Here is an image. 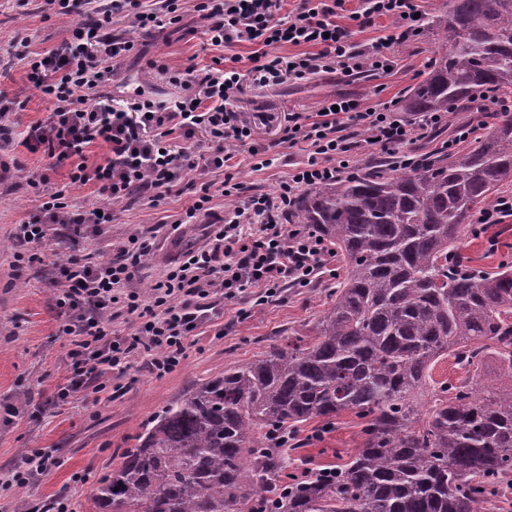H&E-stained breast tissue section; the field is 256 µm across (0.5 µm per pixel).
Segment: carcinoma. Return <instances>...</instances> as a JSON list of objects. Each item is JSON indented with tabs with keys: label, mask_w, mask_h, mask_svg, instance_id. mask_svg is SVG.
<instances>
[{
	"label": "carcinoma",
	"mask_w": 512,
	"mask_h": 512,
	"mask_svg": "<svg viewBox=\"0 0 512 512\" xmlns=\"http://www.w3.org/2000/svg\"><path fill=\"white\" fill-rule=\"evenodd\" d=\"M442 41L403 112H461L475 144L416 168L384 153L310 188L288 214L342 256L344 276L309 343L224 369L170 404L99 481L96 512H487L512 490V263L463 252L473 217L512 186V0H448ZM502 379H483L488 345ZM451 357L457 382L432 378ZM344 412L361 442L336 478L300 481L268 430Z\"/></svg>",
	"instance_id": "carcinoma-1"
}]
</instances>
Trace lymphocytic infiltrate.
Wrapping results in <instances>:
<instances>
[{"label":"lymphocytic infiltrate","mask_w":512,"mask_h":512,"mask_svg":"<svg viewBox=\"0 0 512 512\" xmlns=\"http://www.w3.org/2000/svg\"><path fill=\"white\" fill-rule=\"evenodd\" d=\"M60 13H76L68 38L43 53L27 56V78L47 104L43 120L21 126L15 100L0 91V182L7 176L43 198L37 211L16 225L12 239L16 264L39 261L35 245L47 237L49 225L67 233L57 242L65 258L55 282L62 333L69 338L73 371L59 387L58 399L85 390L105 389L101 377L147 355V367L162 377L182 362L187 341L214 316L215 298L262 305L280 300L286 288H306L328 272L336 255L323 238L304 224L285 220L310 187L349 171L364 151L389 153L397 167H416L423 159L416 145L440 140L449 151L475 136L476 124L449 125L444 112H403L397 100L369 105L347 96L324 100L318 111L292 112L280 138L298 147L307 160L282 178L275 191L246 192L232 174L239 151H248L253 170L273 160L255 144L252 125L236 109L244 92L241 69L187 66L168 76L179 95L157 100L139 92L118 99L112 78L137 45V34H149L182 20V0H56ZM346 0H193L209 45L232 48L255 45L250 75L254 83L276 87L292 80L331 71L354 76L365 71L389 72V49L422 32L415 0H360L345 11ZM128 19L131 31L114 32V18ZM387 18L390 34L375 38L359 51L355 34ZM292 47V54L269 56V48ZM205 131L206 142L196 134ZM48 160L44 171L9 164L15 142ZM106 147L103 159L89 163L88 148ZM67 167L68 184L49 189L50 174ZM223 173L215 181L214 173ZM95 182L107 206L73 204L72 186ZM184 185L200 193L180 221L209 219L207 244L182 254L143 301L130 286L136 268L148 258L152 244L131 236L110 258L99 259L81 242L97 236L112 222L117 206L138 196L157 205L165 192ZM230 205L224 214L210 206L214 195ZM131 316L133 333L113 336L111 325Z\"/></svg>","instance_id":"obj_1"}]
</instances>
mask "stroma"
Returning a JSON list of instances; mask_svg holds the SVG:
<instances>
[{
    "instance_id": "stroma-1",
    "label": "stroma",
    "mask_w": 512,
    "mask_h": 512,
    "mask_svg": "<svg viewBox=\"0 0 512 512\" xmlns=\"http://www.w3.org/2000/svg\"><path fill=\"white\" fill-rule=\"evenodd\" d=\"M75 20V15L48 10L44 0H0V53L20 36L27 37L28 52H45L68 35ZM139 41L144 52L120 63L115 96L126 98L141 89L159 99L172 97L176 89L159 74L162 66L172 71L190 65L204 68L234 54L241 58V69L251 66L250 46L228 50L208 45L198 15L191 10L184 12L180 26H167L140 36ZM437 49V41L425 31L393 45L389 55L394 68L388 73L319 74L276 88L249 86L240 110L248 118L256 112L277 113V121L253 127L254 141L274 146L277 158L272 167L256 172L248 152L240 151L234 169L238 181L271 192L281 177L305 161L304 151L278 144L280 124L289 113L315 111L323 99L335 95L370 105L403 96L425 77V64ZM0 91L20 103L23 124L45 117L46 104L28 81L21 61L0 69ZM193 200V191L174 190L155 207L140 201L117 207L112 223L102 225L89 248L107 257L132 235L154 236L156 251L140 264L132 284L142 297H149L151 285L169 263L205 241L202 225L176 223ZM35 206L26 189L9 192L0 185V475L23 466L34 448L58 449L60 460L29 486L0 495V512H17L21 502L28 512H51L62 493L68 495L73 512H94L97 478L117 466L120 453L133 446L144 424L192 387L223 375L226 367L252 361L288 340L312 335L336 282L326 277L308 288L287 289L281 302L252 307L242 321L235 318V305L226 304L222 316L203 325L199 336L189 342L176 371L156 377L140 357L125 369V390L109 388L98 394L87 390L63 403L56 394L70 378L72 366L67 339L58 332L61 320L51 284L61 258L46 244L40 249L41 261L18 268L13 265L11 235ZM464 252L475 267L486 271L512 261V217L484 233L467 235ZM5 404L15 407V415L2 412ZM357 423L346 412L324 434L319 420L308 422L296 434L295 449L285 452L291 472L345 463L359 440ZM82 474L87 475V482H79Z\"/></svg>"
}]
</instances>
